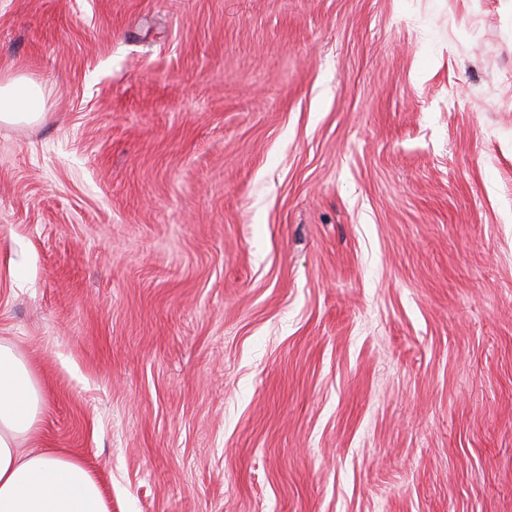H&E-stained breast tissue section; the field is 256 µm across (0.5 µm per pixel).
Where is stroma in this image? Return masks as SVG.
I'll return each mask as SVG.
<instances>
[{
	"label": "stroma",
	"mask_w": 512,
	"mask_h": 512,
	"mask_svg": "<svg viewBox=\"0 0 512 512\" xmlns=\"http://www.w3.org/2000/svg\"><path fill=\"white\" fill-rule=\"evenodd\" d=\"M0 342L112 512H512V0H0ZM42 114V92L36 83L16 78L0 84V124H29Z\"/></svg>",
	"instance_id": "1"
}]
</instances>
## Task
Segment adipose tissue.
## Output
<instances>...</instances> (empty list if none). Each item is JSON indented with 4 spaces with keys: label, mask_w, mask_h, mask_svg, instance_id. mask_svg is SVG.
<instances>
[{
    "label": "adipose tissue",
    "mask_w": 512,
    "mask_h": 512,
    "mask_svg": "<svg viewBox=\"0 0 512 512\" xmlns=\"http://www.w3.org/2000/svg\"><path fill=\"white\" fill-rule=\"evenodd\" d=\"M42 116L40 87L16 78L0 84V124ZM43 389L31 364L0 344V512H110L94 473L55 450L23 452L41 421Z\"/></svg>",
    "instance_id": "1"
}]
</instances>
